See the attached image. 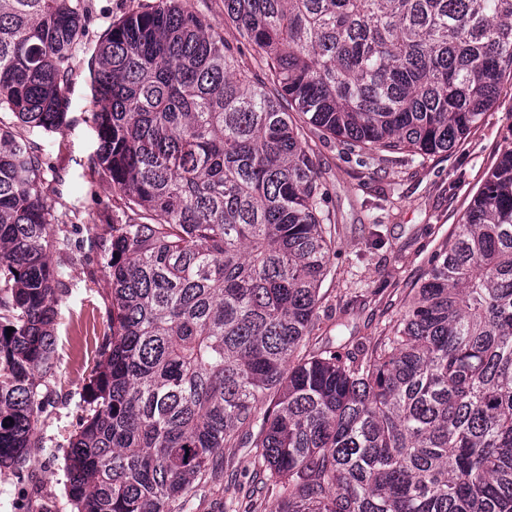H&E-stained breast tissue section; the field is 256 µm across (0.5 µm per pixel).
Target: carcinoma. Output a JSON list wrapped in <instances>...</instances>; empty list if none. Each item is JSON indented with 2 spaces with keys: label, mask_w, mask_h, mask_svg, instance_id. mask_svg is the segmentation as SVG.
I'll use <instances>...</instances> for the list:
<instances>
[{
  "label": "carcinoma",
  "mask_w": 512,
  "mask_h": 512,
  "mask_svg": "<svg viewBox=\"0 0 512 512\" xmlns=\"http://www.w3.org/2000/svg\"><path fill=\"white\" fill-rule=\"evenodd\" d=\"M85 22L84 0H0V112L67 125ZM224 24L238 41L160 0L88 62L122 205L77 512H186L224 447L254 450L250 494L276 512H512V147L397 324L336 350L310 343L336 241L307 134L448 152L512 81V0H224ZM44 171L0 121V466L38 441L66 288Z\"/></svg>",
  "instance_id": "1"
}]
</instances>
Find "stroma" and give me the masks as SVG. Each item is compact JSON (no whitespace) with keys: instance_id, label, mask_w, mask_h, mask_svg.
Here are the masks:
<instances>
[{"instance_id":"1","label":"stroma","mask_w":512,"mask_h":512,"mask_svg":"<svg viewBox=\"0 0 512 512\" xmlns=\"http://www.w3.org/2000/svg\"><path fill=\"white\" fill-rule=\"evenodd\" d=\"M157 0H87L89 21L75 56L69 91V124L58 132L31 135L47 162L49 202L70 240L53 254L68 285L57 306L54 364L41 377L47 403L40 440L24 464L0 468V512H72L66 467L68 442L81 412L95 365L94 336L107 328L110 280L100 243L120 205L111 184L93 171L97 134L86 116L92 110L88 49L113 22L143 11ZM512 135V85L484 121L444 156L404 154L357 158L337 141L310 133L315 160L325 178L326 207L335 220L336 257L321 286L317 336H357L373 341L403 310L429 256L456 230L472 196ZM227 488L196 500L194 512H224L237 497V512H275L277 498L261 503L235 496L248 487L253 460L246 449H223Z\"/></svg>"}]
</instances>
